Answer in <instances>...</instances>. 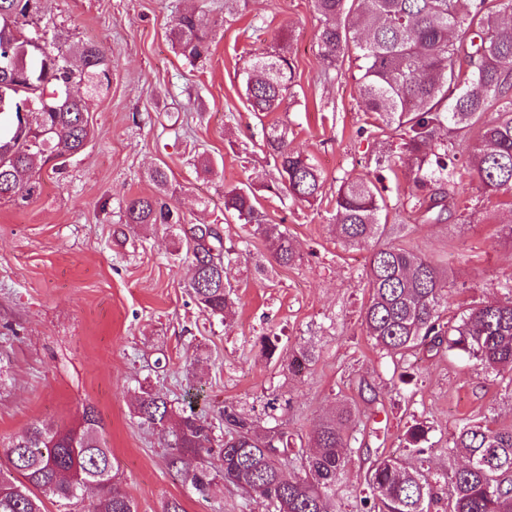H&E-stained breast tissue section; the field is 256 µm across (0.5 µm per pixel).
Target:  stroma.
Masks as SVG:
<instances>
[{
	"instance_id": "stroma-1",
	"label": "stroma",
	"mask_w": 512,
	"mask_h": 512,
	"mask_svg": "<svg viewBox=\"0 0 512 512\" xmlns=\"http://www.w3.org/2000/svg\"><path fill=\"white\" fill-rule=\"evenodd\" d=\"M187 11L211 26L201 66L173 44L176 16ZM34 18L56 43H99L111 78L94 93L83 82L74 87L89 103L84 149L44 165L28 201H0V359L8 366L0 447L39 420L73 425L90 405L136 512H163L170 498L185 512H268L262 499L221 487L201 497L171 473L159 434L133 414L141 389L177 407L194 393L196 412L217 424L228 403L262 425L279 420L295 448L308 447L316 425L347 406L358 426L336 508L355 512L353 493L370 462L416 465L404 440L414 421L431 428L435 472L447 469L462 418L512 425V383L480 361L444 347L402 359L375 347L362 322L369 252L343 247L331 231L337 185L372 179L399 243L439 259L445 320L507 297L512 197L485 192L466 163L478 128L448 136L458 186L435 223L404 174L397 136L376 132L360 103L357 67L325 75L310 0H235L229 9L224 0H36ZM279 45L295 65L292 88L278 111L252 112L242 74ZM275 124L323 174L315 205L269 189L278 174L265 136ZM158 167L169 176L162 191L152 181ZM244 185L257 187L268 223L287 228L299 265L278 266L254 227L225 213V191ZM159 191L179 223H127L129 202ZM203 224L233 249L236 314L228 324L189 293L188 247ZM266 337L276 356L263 353ZM302 346L316 360L294 376L282 358Z\"/></svg>"
}]
</instances>
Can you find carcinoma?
<instances>
[{
	"mask_svg": "<svg viewBox=\"0 0 512 512\" xmlns=\"http://www.w3.org/2000/svg\"><path fill=\"white\" fill-rule=\"evenodd\" d=\"M34 0H0V200L26 201L40 190L37 164L66 158L85 145L87 100L73 98L72 83L96 86L107 79L110 59L94 43L66 49L49 46L46 30L36 29ZM321 17L318 46L325 70L346 59L358 61L357 93L365 111L376 114L382 130L400 136L403 164L417 188L453 181L456 156L448 154L442 132L479 126L478 143L468 156L491 195L512 194V0H312ZM175 46L194 64L207 59L211 32L194 13L178 17ZM294 66L282 52L260 57L246 72L245 91L255 112H275L292 86ZM485 112L496 117L482 121ZM266 144L292 198L306 203L323 194V176L311 158L288 144L286 130L270 127ZM445 192L430 196L427 212L439 222ZM387 209L370 179L344 181L334 196L332 230L345 247H364L392 232L378 217ZM224 211L264 235L276 264L301 260L287 230L267 224L256 192L234 187L224 192ZM129 224H177L170 205L153 197L132 200ZM207 226L194 235L192 263L198 277L189 288L197 304L224 321L235 314L225 255L234 250ZM369 301L362 321L375 345L391 355L418 347L447 345L451 352L479 360L486 369L512 370V296L480 304L455 324L444 321L447 303L440 268L402 245L374 246L369 260ZM315 361L300 347L284 359L298 372ZM188 399L175 408L159 394L142 390L135 414L158 431L170 453L168 469L203 497L221 483L244 497L263 498L273 512H336V484L346 467L347 431L355 417L346 408L322 423L312 437L314 453H291L288 435L277 423L270 433L255 430L254 416L224 406V433L199 416ZM431 427L416 422L406 441L422 466L408 468L388 457L367 468L355 498L358 512H431L434 487L448 484V512H512V427L467 419L448 447L462 466L434 473L424 466L431 450ZM91 405L80 420L60 428L37 421L14 438L0 466V512H44L42 497L71 507L89 490L92 512H136L117 481L118 465ZM224 455V470L211 472L196 459Z\"/></svg>",
	"mask_w": 512,
	"mask_h": 512,
	"instance_id": "cac0c4a2",
	"label": "carcinoma"
}]
</instances>
